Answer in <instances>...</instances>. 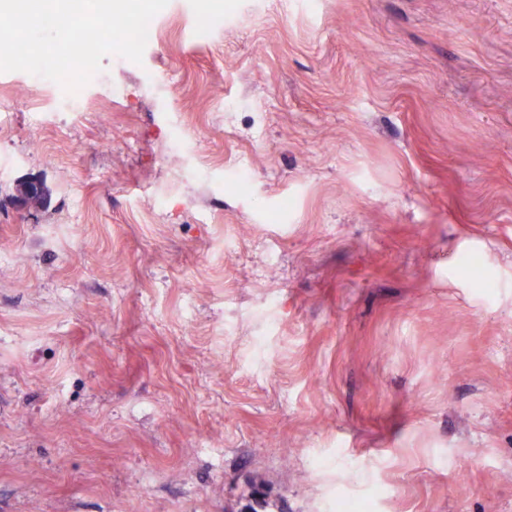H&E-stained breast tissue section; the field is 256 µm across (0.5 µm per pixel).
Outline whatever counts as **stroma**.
<instances>
[{"label":"stroma","mask_w":512,"mask_h":512,"mask_svg":"<svg viewBox=\"0 0 512 512\" xmlns=\"http://www.w3.org/2000/svg\"><path fill=\"white\" fill-rule=\"evenodd\" d=\"M194 22L0 72V512H512V0ZM101 74V68L96 72L90 79V81L77 91L73 93L65 92L57 83L43 78L47 83V88L51 92L54 102L55 109L60 112H71L75 114L77 112H87V99L88 94L86 92L87 87L96 82Z\"/></svg>","instance_id":"stroma-1"}]
</instances>
